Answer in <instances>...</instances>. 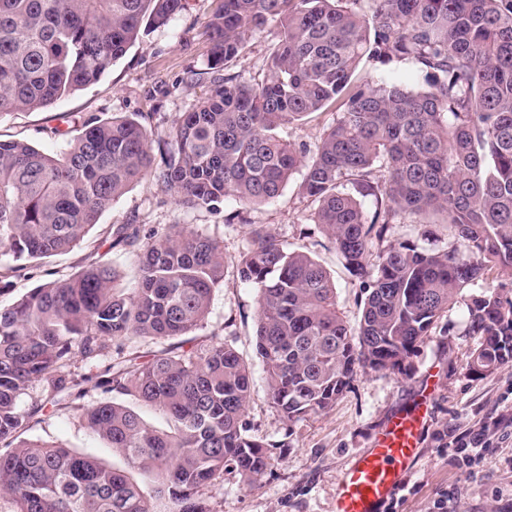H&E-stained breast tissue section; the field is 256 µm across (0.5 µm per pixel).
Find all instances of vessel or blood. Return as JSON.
<instances>
[{
  "label": "vessel or blood",
  "mask_w": 512,
  "mask_h": 512,
  "mask_svg": "<svg viewBox=\"0 0 512 512\" xmlns=\"http://www.w3.org/2000/svg\"><path fill=\"white\" fill-rule=\"evenodd\" d=\"M429 393L392 415L357 454L338 483L335 512H380L403 488L420 458V440L430 412Z\"/></svg>",
  "instance_id": "vessel-or-blood-1"
}]
</instances>
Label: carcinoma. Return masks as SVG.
<instances>
[{
	"label": "carcinoma",
	"instance_id": "obj_1",
	"mask_svg": "<svg viewBox=\"0 0 512 512\" xmlns=\"http://www.w3.org/2000/svg\"><path fill=\"white\" fill-rule=\"evenodd\" d=\"M185 2L0 0V117L45 109L97 83L136 43L144 19L166 26ZM273 21L267 78H213L166 139L155 142L142 123L120 117L83 122L59 155L0 140V247L17 267L68 251L148 174L176 204L213 209L228 198L268 203L305 168L313 222L365 300L350 326L319 262L268 231L249 233L238 274L257 292L268 396L293 421L330 408L357 366L405 370L461 291L483 287L494 267L512 268V0H219L208 23L209 69L221 71L249 34ZM365 60H409L422 88L359 83ZM330 106L336 120L312 152L277 135ZM431 217L450 225L456 244L398 242L368 271L371 244L389 225ZM111 248L136 253L132 287H117L118 271L100 259L0 307V493L16 512H152L127 472L22 438L46 406L68 409L89 383L102 398L81 414L84 425L131 468L156 477L169 512H209L202 485L230 466L251 483L270 466L243 427L250 364L221 340L204 347L187 338L224 278L223 246L184 224L145 240L125 224ZM469 320L481 337L474 373L512 360L511 295L475 300ZM181 336L148 359L119 344L112 362L80 381L67 371L76 357L109 356L116 339ZM35 382L46 396L20 408ZM119 395L161 413L166 428Z\"/></svg>",
	"mask_w": 512,
	"mask_h": 512
}]
</instances>
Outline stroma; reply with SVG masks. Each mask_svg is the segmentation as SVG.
<instances>
[{
  "label": "stroma",
  "instance_id": "35a3bbf8",
  "mask_svg": "<svg viewBox=\"0 0 512 512\" xmlns=\"http://www.w3.org/2000/svg\"><path fill=\"white\" fill-rule=\"evenodd\" d=\"M215 0H187L185 11L167 26L143 22L139 39L97 84L35 111L0 117V140L24 139L40 150L57 153L67 140L51 135L58 127L78 135L84 120L129 116L156 135L165 134L207 89L191 73L204 71L210 56L208 21ZM269 33L249 36L231 72L258 83L266 79ZM334 112L316 113L281 127L282 138L315 148L329 129ZM302 175L294 173L276 200L244 205L225 200L217 209L177 206L152 177L134 183L104 211L85 239L64 254L27 263L12 273V286L0 293V306L49 280L76 273L107 257L121 275V287L133 284L137 258L111 249L112 233L120 225H139L143 235L160 233L171 224H186L221 240L224 278L212 293L209 313L193 333L197 343L211 338L231 344L252 365L253 388L243 421L249 435L263 441L271 465L254 484L233 470L203 486L200 497L211 512H334L336 488L351 458L365 450L376 430L393 412L411 405L421 379L432 375L437 391L429 425L421 439L420 459L408 477L399 504L384 512H503L512 504V441L488 455L481 471L466 476L448 446V430L474 426L512 405V361L477 375L469 362L479 339L469 330L468 308L482 296L479 288L464 289L437 327L423 337L405 372L357 368L353 379L326 411L298 421L285 418L271 403L256 353L257 295L237 273L240 254L251 225L264 226L289 248L309 253L336 283V303L349 324H357L364 295L344 266L329 237L312 221L313 205L301 194ZM413 241L446 248L453 238L444 224H394L386 240L373 242L372 255L389 244ZM26 439L59 443L124 467L122 456L85 429L78 411L47 412L25 434Z\"/></svg>",
  "mask_w": 512,
  "mask_h": 512
}]
</instances>
